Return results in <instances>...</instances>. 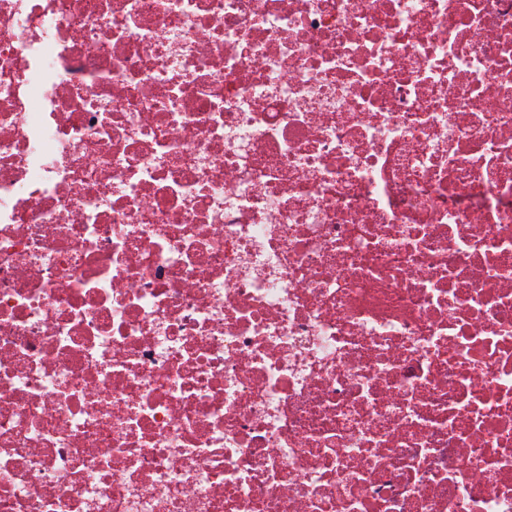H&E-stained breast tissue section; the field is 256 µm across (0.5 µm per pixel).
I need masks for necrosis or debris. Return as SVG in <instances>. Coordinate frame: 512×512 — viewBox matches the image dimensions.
Returning a JSON list of instances; mask_svg holds the SVG:
<instances>
[{
    "instance_id": "4bbe7bcc",
    "label": "necrosis or debris",
    "mask_w": 512,
    "mask_h": 512,
    "mask_svg": "<svg viewBox=\"0 0 512 512\" xmlns=\"http://www.w3.org/2000/svg\"><path fill=\"white\" fill-rule=\"evenodd\" d=\"M0 512H512V0H0Z\"/></svg>"
}]
</instances>
